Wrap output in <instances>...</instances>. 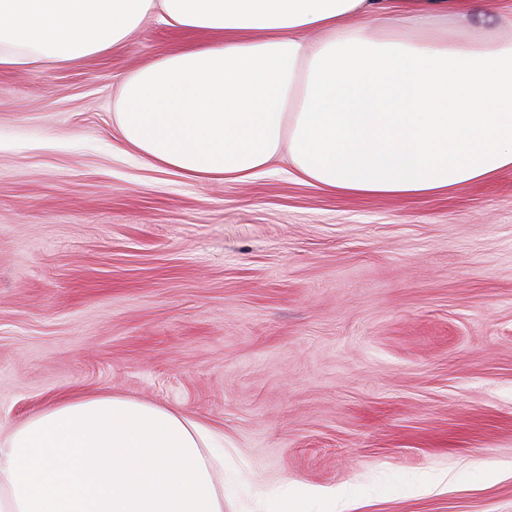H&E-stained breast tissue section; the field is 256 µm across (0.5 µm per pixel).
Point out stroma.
Here are the masks:
<instances>
[{
	"label": "stroma",
	"mask_w": 512,
	"mask_h": 512,
	"mask_svg": "<svg viewBox=\"0 0 512 512\" xmlns=\"http://www.w3.org/2000/svg\"><path fill=\"white\" fill-rule=\"evenodd\" d=\"M209 39L152 14L107 53L0 71V422L110 394L217 427L224 512L288 485L344 512H512V170L395 198L284 163L154 168L119 86Z\"/></svg>",
	"instance_id": "obj_1"
}]
</instances>
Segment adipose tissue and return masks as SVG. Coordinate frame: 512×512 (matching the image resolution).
I'll return each instance as SVG.
<instances>
[{
	"label": "adipose tissue",
	"instance_id": "adipose-tissue-1",
	"mask_svg": "<svg viewBox=\"0 0 512 512\" xmlns=\"http://www.w3.org/2000/svg\"><path fill=\"white\" fill-rule=\"evenodd\" d=\"M156 10L210 35L121 86V139L157 168L247 182L283 159L301 182L390 197L512 169V6L0 0V69L108 52ZM223 445L168 408L112 395L58 403L0 424V512H224Z\"/></svg>",
	"mask_w": 512,
	"mask_h": 512
}]
</instances>
